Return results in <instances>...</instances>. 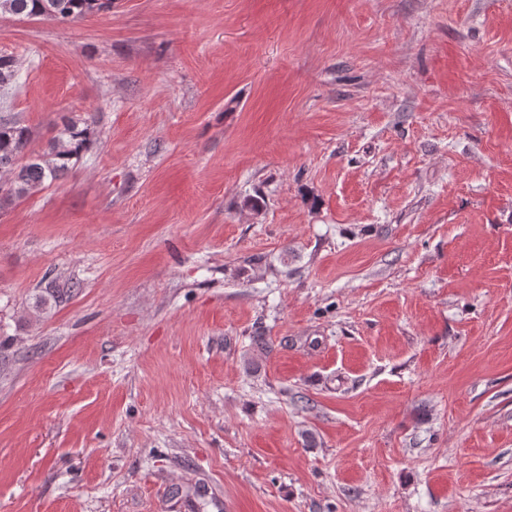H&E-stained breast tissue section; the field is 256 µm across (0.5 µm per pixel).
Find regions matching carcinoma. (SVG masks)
<instances>
[{"label":"carcinoma","instance_id":"obj_1","mask_svg":"<svg viewBox=\"0 0 512 512\" xmlns=\"http://www.w3.org/2000/svg\"><path fill=\"white\" fill-rule=\"evenodd\" d=\"M110 8L112 0H0V14L72 22ZM19 79L14 58L0 55V88L15 84ZM95 139L93 117L71 119L64 122L47 150L27 157L28 127L11 115H0V172L10 175L9 187L0 188V206L58 179L72 162L91 148Z\"/></svg>","mask_w":512,"mask_h":512}]
</instances>
